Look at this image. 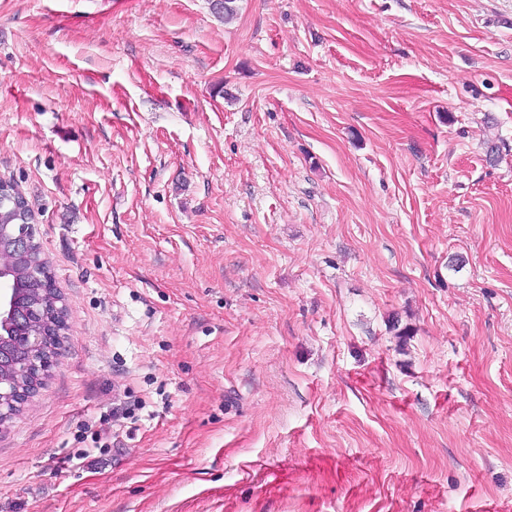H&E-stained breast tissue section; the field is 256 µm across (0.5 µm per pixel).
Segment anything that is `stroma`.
<instances>
[{
	"instance_id": "stroma-1",
	"label": "stroma",
	"mask_w": 512,
	"mask_h": 512,
	"mask_svg": "<svg viewBox=\"0 0 512 512\" xmlns=\"http://www.w3.org/2000/svg\"><path fill=\"white\" fill-rule=\"evenodd\" d=\"M233 7L0 0L68 323L0 512H512V0Z\"/></svg>"
}]
</instances>
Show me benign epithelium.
I'll return each instance as SVG.
<instances>
[{
  "label": "benign epithelium",
  "instance_id": "7a95c632",
  "mask_svg": "<svg viewBox=\"0 0 512 512\" xmlns=\"http://www.w3.org/2000/svg\"><path fill=\"white\" fill-rule=\"evenodd\" d=\"M24 219L25 209L17 203L0 222V428L34 397L37 382L57 363L68 329L63 300L21 294L20 277L60 293L37 225Z\"/></svg>",
  "mask_w": 512,
  "mask_h": 512
}]
</instances>
